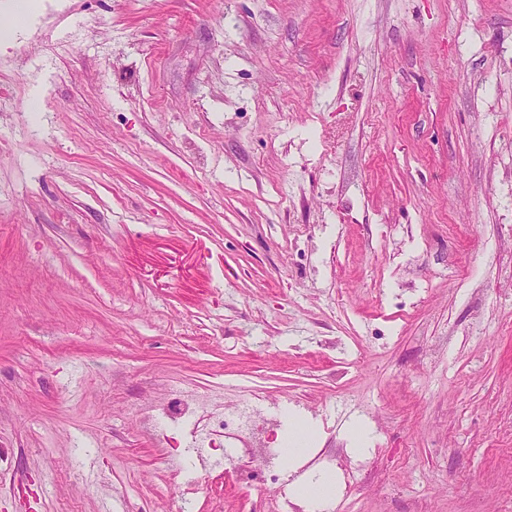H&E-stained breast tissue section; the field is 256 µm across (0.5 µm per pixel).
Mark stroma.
Segmentation results:
<instances>
[{"label": "stroma", "instance_id": "stroma-1", "mask_svg": "<svg viewBox=\"0 0 512 512\" xmlns=\"http://www.w3.org/2000/svg\"><path fill=\"white\" fill-rule=\"evenodd\" d=\"M0 85V512H272L196 391L335 512H512V0H31ZM246 412L244 406L232 405L224 407V413L209 417V435L226 437L239 430ZM251 419V416H249ZM267 422L264 419H251L250 420V436L247 442L242 443L240 446L244 448V453L248 455L252 462L256 461L261 463L264 460L263 451L264 448H268L267 438L265 436L267 432ZM336 489L335 477L331 474L321 475L317 480L299 482L295 486L297 495L308 506L310 502H329Z\"/></svg>", "mask_w": 512, "mask_h": 512}]
</instances>
